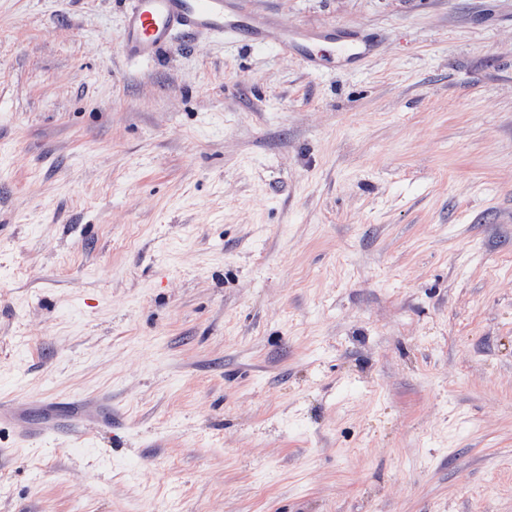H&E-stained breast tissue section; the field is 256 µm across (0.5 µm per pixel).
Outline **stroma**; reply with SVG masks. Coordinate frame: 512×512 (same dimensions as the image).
<instances>
[{
	"label": "stroma",
	"mask_w": 512,
	"mask_h": 512,
	"mask_svg": "<svg viewBox=\"0 0 512 512\" xmlns=\"http://www.w3.org/2000/svg\"><path fill=\"white\" fill-rule=\"evenodd\" d=\"M251 2L0 0V512H512V0ZM123 55L129 60L155 56L177 35L206 33L216 37H245L255 46H272L282 54L300 57L311 70L320 69L324 57L310 42L335 44L336 31L313 28L288 29L270 16L259 14L250 0H127Z\"/></svg>",
	"instance_id": "35a3bbf8"
}]
</instances>
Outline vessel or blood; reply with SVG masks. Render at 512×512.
<instances>
[{
  "mask_svg": "<svg viewBox=\"0 0 512 512\" xmlns=\"http://www.w3.org/2000/svg\"><path fill=\"white\" fill-rule=\"evenodd\" d=\"M206 33L216 37H243L255 46H272L284 54L300 57L312 70L324 64L313 52L312 41L335 43V31L313 28L288 29L270 16L255 12L250 0H127L123 55L145 60L174 41Z\"/></svg>",
  "mask_w": 512,
  "mask_h": 512,
  "instance_id": "1",
  "label": "vessel or blood"
}]
</instances>
